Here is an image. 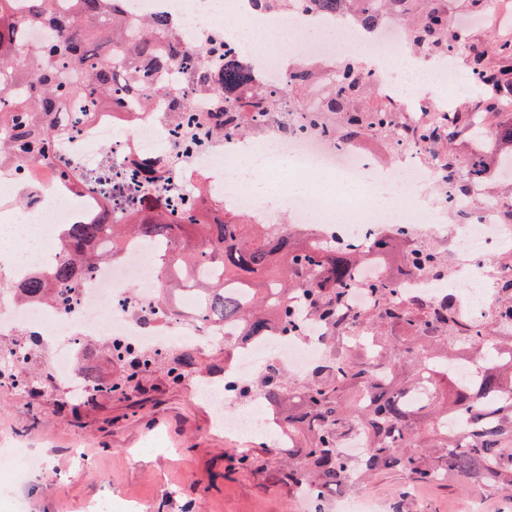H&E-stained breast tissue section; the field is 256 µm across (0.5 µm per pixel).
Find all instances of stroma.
Segmentation results:
<instances>
[{
	"label": "stroma",
	"mask_w": 512,
	"mask_h": 512,
	"mask_svg": "<svg viewBox=\"0 0 512 512\" xmlns=\"http://www.w3.org/2000/svg\"><path fill=\"white\" fill-rule=\"evenodd\" d=\"M511 125L512 102L505 100L486 119L483 141L462 129L439 145L458 159L482 151L483 193L508 205L512 179L500 174L497 162L512 155V142L494 132ZM53 359L52 348L43 347L30 366L37 395L0 385V448L22 449L29 458L23 473L0 474L10 486L0 496V512H91L98 502L111 504L112 512H294L295 497L278 468H229L225 449L254 448L263 455L271 441L225 432L198 394L199 380L221 382L223 347L199 352L200 374L176 381L161 368L123 392L91 397L57 383ZM368 491L382 512H464L468 506L501 512L505 502L459 482L412 485L397 473L376 477Z\"/></svg>",
	"instance_id": "1"
}]
</instances>
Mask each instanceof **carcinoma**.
I'll use <instances>...</instances> for the list:
<instances>
[{
  "instance_id": "obj_1",
  "label": "carcinoma",
  "mask_w": 512,
  "mask_h": 512,
  "mask_svg": "<svg viewBox=\"0 0 512 512\" xmlns=\"http://www.w3.org/2000/svg\"><path fill=\"white\" fill-rule=\"evenodd\" d=\"M417 1L422 16L409 31L415 47L431 54L459 53L464 34L448 27V0H311L325 11L346 8L353 2L358 15L368 14L366 3L392 10ZM113 0H71L61 10L58 0H28L27 22L59 30L58 41L48 49L29 50L20 44L21 25L11 0H0V165L16 158L40 156L49 143L69 132L57 114L64 103L74 102L83 111L122 104L123 91L136 85L133 68L112 64V54L102 51L103 41L120 44L128 55L151 63L165 56L155 45V34L172 32L162 19L132 24L112 13ZM339 84L329 94L310 124L336 135L343 147L363 134L387 136L396 127L391 102L355 106L360 80L359 65L352 59L338 66ZM470 76L475 85L499 96L501 85L512 87V38L501 40L492 52L473 56ZM248 78L244 66L224 59V70L215 73L200 66L193 79L199 87L220 83L224 97L239 114L236 132L249 127V113L276 116L281 89L264 92L251 101L233 98ZM20 86L30 87L25 97ZM462 122L457 114L412 128L409 137L428 143L443 142ZM111 225L108 252L117 254L132 238L177 241L168 257L166 288L170 300L174 282L194 278L202 268H214L221 277L201 285L205 317L224 323H240L247 335L263 337L274 320L290 334L301 333L306 317L328 330L336 327L348 310L350 290L357 287L358 267L368 256H380L385 276L362 284L377 301L363 316L373 330L372 348H349L332 365L320 364L311 380L299 384L286 370L263 368L254 376L256 393L288 418L293 439L275 457L228 454L233 467L262 472L270 466L282 470L292 492L314 491L323 497L345 490L356 493L362 482L388 471L405 475L412 483L441 484L455 478L512 498V399L503 391L512 387L511 343L493 330L478 331L457 319L454 298L433 305L412 296L400 297L395 285L410 274L439 275L443 256L416 244L400 257L397 271L390 268L391 238L372 242L365 250H337L309 236L290 233V225L277 232L265 224H245L243 216L231 215L220 224H200L199 233L186 236L185 224H169L157 214L135 224L112 223L105 212L96 224H74L60 242V258L46 277L17 292L31 293L52 304L71 290L72 278L90 270L102 257L94 242L102 240L104 225ZM503 296L501 316L512 321V274L499 279ZM436 323L440 336L428 339L425 326ZM467 346L477 358L475 382L463 385L448 368L436 369L437 357H448L458 346ZM133 360L140 373L156 368L159 357L142 358L129 351L116 361ZM169 373L175 379L197 369L192 353L169 357ZM130 382L125 376L109 382L91 380L88 392L114 393ZM424 387L427 396L418 410L406 405V390ZM366 425L370 440L358 460L343 456L342 437L352 425Z\"/></svg>"
}]
</instances>
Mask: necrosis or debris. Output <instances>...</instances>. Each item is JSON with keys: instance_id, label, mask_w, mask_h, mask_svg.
I'll use <instances>...</instances> for the list:
<instances>
[{"instance_id": "4bbe7bcc", "label": "necrosis or debris", "mask_w": 512, "mask_h": 512, "mask_svg": "<svg viewBox=\"0 0 512 512\" xmlns=\"http://www.w3.org/2000/svg\"><path fill=\"white\" fill-rule=\"evenodd\" d=\"M114 11L133 22L168 16L176 22L180 40L174 44L158 37L171 62L158 70L139 66L136 105L87 113L78 128L50 143L45 156L0 170V237L18 232L31 243L23 255L0 250V272L11 284L22 286L56 261L64 225L93 223L106 210L116 224L154 213L172 224L186 223L191 216L216 224L231 210L275 229L287 210L310 235L338 247L362 248L399 229L421 244L449 240V259L458 278L472 285L469 293L456 297V314L476 325L498 321L497 282L504 272L499 259L512 251V223L503 219L499 202L487 199L476 208L468 198L450 195V207L469 211L471 217L466 224H444L441 210L428 205L423 193L425 185L442 180V153L407 139L396 151L395 165L381 167L357 146H336L330 135L309 131L305 124L307 113L321 105L336 83L337 57L357 46L371 60L362 72L365 84L395 101L399 111L416 112L421 121H429L448 110L447 100L433 98L428 88L435 81L454 84L453 54L410 66L413 51L396 16L367 28L347 13L322 12L310 0H296L285 12L266 10L255 0H114ZM263 18L268 21L263 51L245 49L240 40L224 36L228 21L248 31ZM220 40L250 69L249 95L282 87L297 60L318 62L305 103L284 98L287 123L256 112L252 137L217 139L208 134V119L224 111V94L215 87L198 89L189 75L202 62L222 70L223 57L208 52ZM180 98L190 99V111L173 110V100ZM244 157L273 172L283 208H272L238 186L235 174ZM282 159L287 167H279ZM97 169L111 172L113 181L124 185L126 197L110 196L88 180V173ZM324 173L332 175V182L321 181ZM160 179L167 192H150ZM296 182L310 184V192L294 193ZM341 182L359 185L355 205L342 203ZM381 193L386 196L382 205L376 201ZM173 250L170 240L131 241L122 256L79 274L74 297L63 309L48 310L1 292L0 334L21 327L38 346L64 344L52 372L74 392L88 388L75 361L95 340L131 350L179 343L230 346L236 360L225 370L223 386L211 394L224 413L225 428L233 433L269 429L275 443H283L288 438L284 416L269 406L263 419H252L241 387L270 365L309 380L316 365L332 359V352L320 337L306 333L294 336L275 326L264 338L254 339L241 335L236 325L205 320L199 308L174 312L158 297L161 263Z\"/></svg>"}]
</instances>
